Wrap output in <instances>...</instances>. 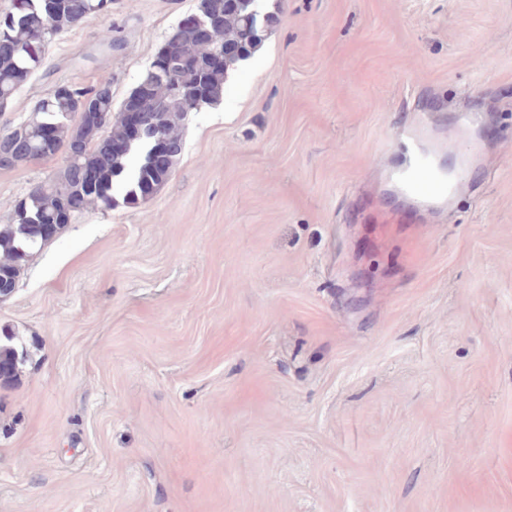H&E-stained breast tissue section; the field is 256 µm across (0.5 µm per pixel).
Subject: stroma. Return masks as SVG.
<instances>
[{
  "label": "stroma",
  "mask_w": 512,
  "mask_h": 512,
  "mask_svg": "<svg viewBox=\"0 0 512 512\" xmlns=\"http://www.w3.org/2000/svg\"><path fill=\"white\" fill-rule=\"evenodd\" d=\"M197 0H112L49 48L135 87ZM168 182L78 214L0 301V512H512V0H266ZM111 28L113 48L99 32ZM486 164L422 223L421 118ZM63 157L0 168V225ZM2 335L6 336L8 343L2 344L0 338V380H7L16 374L19 364L23 362L24 349H19L11 343L13 340L11 335L6 333Z\"/></svg>",
  "instance_id": "35a3bbf8"
}]
</instances>
